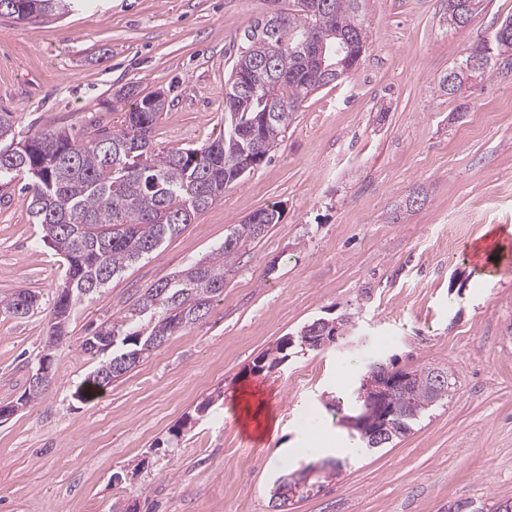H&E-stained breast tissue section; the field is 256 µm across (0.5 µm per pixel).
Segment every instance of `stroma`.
Here are the masks:
<instances>
[{"label": "stroma", "instance_id": "35a3bbf8", "mask_svg": "<svg viewBox=\"0 0 512 512\" xmlns=\"http://www.w3.org/2000/svg\"><path fill=\"white\" fill-rule=\"evenodd\" d=\"M264 0H79L58 19L0 18V110L26 132L119 125L121 86L164 91L156 148L198 145L224 128V92L241 36ZM367 49L353 75L309 95L271 160L181 233L78 303L55 381L0 423V512H271L279 475L322 463L325 436L347 440L344 399L376 361L451 369L443 406L389 447L343 460L292 512H448L454 501L512 499V60L451 97L438 80L491 39L512 0H484L450 28L444 0H365ZM423 206L403 211L412 191ZM282 216L224 277L209 314L172 337L101 399L79 400L92 363L78 348L144 288L212 253L230 225ZM18 187L0 197V296L41 307L0 314V404L16 402L42 351L64 268L44 246ZM355 329L319 351L292 347L279 368L254 360L312 320ZM258 392L269 430L245 426ZM216 402L194 417L208 397ZM180 436H173L176 426ZM306 438L305 449L289 457ZM38 296L29 290L20 289L8 296L0 297V313L16 318H27L37 309Z\"/></svg>", "mask_w": 512, "mask_h": 512}]
</instances>
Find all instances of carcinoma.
I'll return each mask as SVG.
<instances>
[{"label":"carcinoma","mask_w":512,"mask_h":512,"mask_svg":"<svg viewBox=\"0 0 512 512\" xmlns=\"http://www.w3.org/2000/svg\"><path fill=\"white\" fill-rule=\"evenodd\" d=\"M0 17L19 21L59 18L62 0H9ZM482 0H448V19L456 27L469 24ZM361 0H294L280 8L283 23L265 33V17L244 30V43L224 94V114L231 127L219 137L196 147L155 150L154 128L166 101L147 105L150 95L138 96L134 86L115 91L118 102L133 100L121 126L100 124L81 135L66 128L16 139L12 113H0V189L17 178L26 180L27 208L33 223L42 229V241L66 266L64 282L56 289L52 314L46 325L44 352L68 342L66 324L73 305L121 277L134 262L149 257L169 238L178 235L195 216L219 201L224 191L251 174L252 160L262 163L283 142L288 126L302 102L318 89L336 85L301 55L309 36L336 46V35L350 34L367 44L368 32L360 14ZM464 62L438 81L450 94L448 76L458 72V88L485 77L491 65L463 73ZM281 218L277 205L268 206L230 228L224 243L212 254L180 271L171 279L145 289L127 311L79 341L80 351L95 361L77 396L103 390L134 369L171 337L204 318L224 292V274L242 250L260 238ZM38 296L20 289L0 297V313L27 318L37 309ZM313 332L306 327L296 339L286 337L262 357L271 367L286 358L292 343L307 350ZM454 373L423 366L396 387L390 404L398 410L391 431L376 442L356 434L365 448H383L412 430L421 416L450 396ZM328 470L312 479L308 468L280 475L270 501L277 512H290L286 489L309 481L322 489L342 471L339 461H328Z\"/></svg>","instance_id":"carcinoma-1"}]
</instances>
